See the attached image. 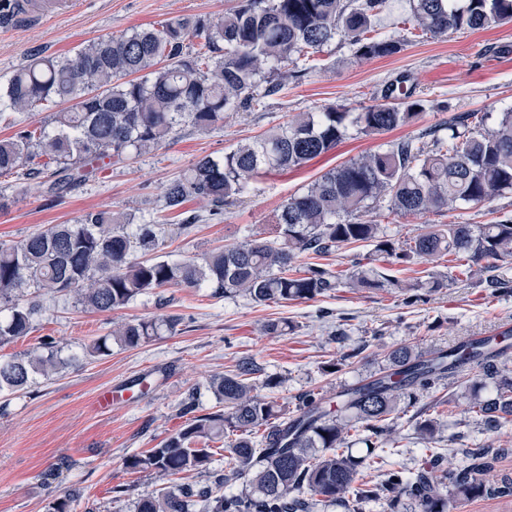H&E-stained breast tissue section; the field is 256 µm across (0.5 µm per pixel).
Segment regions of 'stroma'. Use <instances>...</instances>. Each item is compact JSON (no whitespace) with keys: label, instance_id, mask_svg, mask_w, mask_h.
Masks as SVG:
<instances>
[{"label":"stroma","instance_id":"1","mask_svg":"<svg viewBox=\"0 0 512 512\" xmlns=\"http://www.w3.org/2000/svg\"><path fill=\"white\" fill-rule=\"evenodd\" d=\"M236 4L73 0L71 9L57 17L0 30V81L34 56L71 55L104 35L155 27L176 16H220ZM319 64L318 73L290 81L286 90L265 98L263 107L229 113L222 129H183L156 151L105 167L61 198L41 193L34 181L1 177L0 245L16 244L55 224L74 223L90 210L109 209L130 214L137 224L164 225L159 252L169 259L199 257L252 234L272 236L282 204L332 167L441 130L456 115L478 112L486 115V127H493L497 112L512 106V23L443 38L418 37L395 55L363 62L352 59L348 45L338 41L325 48ZM398 82L426 103L412 123L379 135H348L302 168L263 175L220 215H209L207 203L198 199L174 211L163 208L167 183L197 158L224 155L299 112L329 105L361 111ZM192 215L198 223L182 231V220ZM506 216L512 217V193L484 206L463 204L420 218L393 215L383 207L362 214L400 244L434 224H485ZM426 271L443 286L421 292L411 304L387 286L339 288L307 302L270 305L242 295L219 297L208 287L171 286L108 313L87 312L70 301L46 302L35 331L1 348L0 354L24 353L49 335L72 362L23 391L0 394V512H44L51 498L73 487L84 492V503L75 512H85L88 501L99 512H129L132 500L169 481L132 471L126 459L158 447L182 425L179 409L188 394H195L198 413L218 411L208 381L239 360L253 361L258 379L279 377L281 384L270 395L291 411L310 390L335 403L348 385L371 380L388 368L394 348L407 345L426 354L512 328V264L499 271L510 288L497 293L488 288L485 274L459 276L444 258L386 266L387 274L399 279ZM162 315L179 317L174 335L136 348L116 344L108 356H86V347L110 333L115 323ZM276 318L287 319L293 332L264 335L262 325ZM463 387L462 380L452 378L399 405L388 422L401 439L399 453L390 458L395 467L421 464L426 443L411 438L412 426L440 398L448 416L438 443L444 467L452 468L462 450L475 446L480 419L457 401ZM106 388L121 393L122 399L102 409L97 396ZM116 487L122 496L113 495Z\"/></svg>","mask_w":512,"mask_h":512}]
</instances>
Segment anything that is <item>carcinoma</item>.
<instances>
[{
	"label": "carcinoma",
	"instance_id": "1",
	"mask_svg": "<svg viewBox=\"0 0 512 512\" xmlns=\"http://www.w3.org/2000/svg\"><path fill=\"white\" fill-rule=\"evenodd\" d=\"M409 5L399 38L376 33L390 0H238L222 16L172 17L157 28L101 36L72 56L33 58L0 83V120L60 103L70 107L51 113L48 126L24 127L1 139L0 176L29 180L48 171L50 179L39 186L59 197L107 161L147 153L185 127L218 130L227 113L256 109L288 80L313 73L315 54L338 38L348 42L354 59L368 61L400 52L412 37H446L512 22V0H409ZM424 110L423 100L390 85L382 102L360 112L328 106L298 113L221 157L197 158L166 186L164 209L176 210L196 198L206 201L210 215H218L250 181L305 166L333 149L349 127L379 134L411 123ZM481 124L483 118L470 112L448 121L446 139L428 144L409 137L332 168L285 201L275 238L252 235L199 261L154 256L158 225L140 224L129 233L130 218L106 210L88 211L73 224H54L1 246L0 348L34 330L40 302L25 298L30 288L100 313L170 285L205 284L216 295L242 293L260 305L310 301L345 285L383 286L384 277L374 267L349 273L316 264L302 272L291 268L300 255L321 256L361 243L397 263L448 255L466 260L465 276L482 261L493 271L497 263L512 261V219L433 225L401 246L359 219L372 205L417 218L459 203H489L512 191V109L500 113L491 129L480 132ZM389 284L407 293L408 303L420 290L442 287L437 279L414 289L399 280ZM178 325L175 316L121 322L96 339L87 354H110L114 340L137 347L176 332ZM40 345L42 353L0 358V393L25 390L36 377L59 372L64 362L52 337H41ZM503 356L491 338L427 354L400 346L388 355L389 372L339 392L336 409L309 391L291 412L255 393L258 368L241 360L210 379L223 409L198 415L195 398L188 397L181 428L159 447L126 460L138 473L192 472L205 480L141 496L133 512H314L346 504L352 491L381 503L384 512H399L406 500L413 512H448L450 496L512 497L511 476L485 478L506 448H471L449 470L442 467L438 449L431 448V464L411 472L388 465L387 450L378 443L400 401L415 400L467 368L478 370L480 381L465 387L469 409L490 429L511 421L512 370ZM443 426V420L431 417L417 432L432 441ZM360 432L366 453L355 455L348 438ZM221 440L229 463L215 469L211 444ZM242 478L244 491L224 493V485ZM82 498L81 489L71 488L48 502L46 512H73Z\"/></svg>",
	"mask_w": 512,
	"mask_h": 512
}]
</instances>
